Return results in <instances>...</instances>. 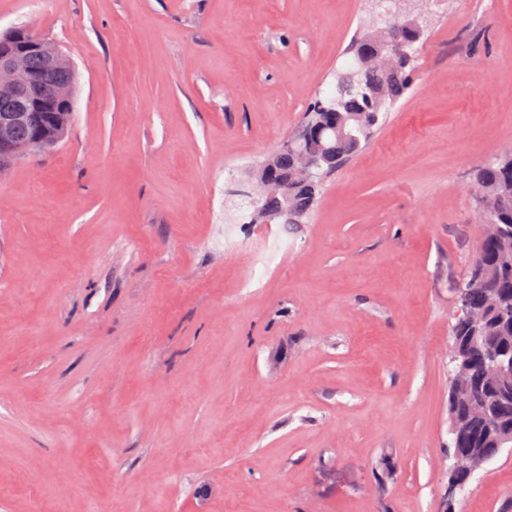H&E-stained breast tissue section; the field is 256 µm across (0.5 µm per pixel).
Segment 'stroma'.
I'll return each mask as SVG.
<instances>
[{"label":"stroma","mask_w":512,"mask_h":512,"mask_svg":"<svg viewBox=\"0 0 512 512\" xmlns=\"http://www.w3.org/2000/svg\"><path fill=\"white\" fill-rule=\"evenodd\" d=\"M376 8L0 0L77 75L64 140L0 178V512H442L512 0H427L410 88L262 278L220 231ZM451 512H512V447Z\"/></svg>","instance_id":"35a3bbf8"}]
</instances>
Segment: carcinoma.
I'll use <instances>...</instances> for the list:
<instances>
[{
    "instance_id": "cac0c4a2",
    "label": "carcinoma",
    "mask_w": 512,
    "mask_h": 512,
    "mask_svg": "<svg viewBox=\"0 0 512 512\" xmlns=\"http://www.w3.org/2000/svg\"><path fill=\"white\" fill-rule=\"evenodd\" d=\"M29 69L41 77L46 88L76 79L70 63L57 71L44 69L43 59L33 55ZM410 88L406 78L383 88L382 101L368 102L352 88L333 98L316 99L310 104V119L321 120L326 129L337 128L350 122L361 124L360 138L356 145L338 144L336 164L319 171L310 181L303 182L299 173L300 163L288 159V178L294 185L289 205L309 217L323 181L340 170L374 136L379 123H372L368 116L381 117L389 106ZM39 120L48 127H70L72 113L58 108H47L39 113ZM479 189L483 235L477 254L468 265L464 286L468 291V311L455 317L450 327L452 338L481 336L483 341L469 351V383L471 391L450 386L448 413L464 421V429L453 452L480 454L496 457L512 435V393L505 394L490 370L488 351L502 349L512 352V152L500 155L475 171Z\"/></svg>"
}]
</instances>
